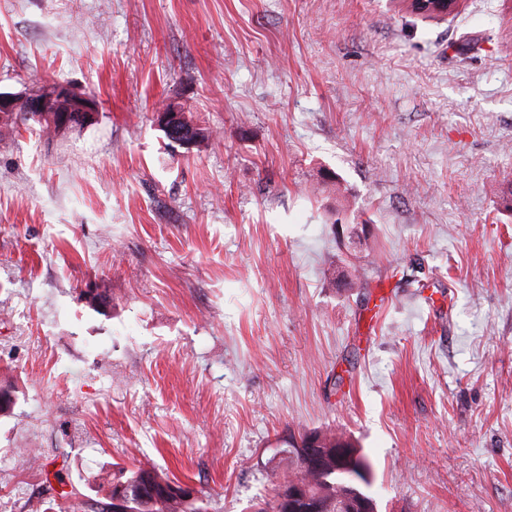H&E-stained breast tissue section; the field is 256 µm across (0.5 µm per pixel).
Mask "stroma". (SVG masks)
Segmentation results:
<instances>
[{
    "instance_id": "35a3bbf8",
    "label": "stroma",
    "mask_w": 512,
    "mask_h": 512,
    "mask_svg": "<svg viewBox=\"0 0 512 512\" xmlns=\"http://www.w3.org/2000/svg\"><path fill=\"white\" fill-rule=\"evenodd\" d=\"M47 82L98 114L0 136V512L116 462L249 512L313 430L379 512H512V0H0ZM412 12L421 15H448L459 6V0H407ZM180 112H183L181 107L176 105L175 103H171L164 110L156 113V120L159 127L165 129L174 137H180L178 140H174L173 143L189 148L190 146L197 145L198 138L194 137L189 140L191 134L186 135L184 138H181L183 134H185V129H178L177 125L179 124ZM178 132V133H177Z\"/></svg>"
}]
</instances>
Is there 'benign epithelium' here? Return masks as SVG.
Masks as SVG:
<instances>
[{
    "label": "benign epithelium",
    "mask_w": 512,
    "mask_h": 512,
    "mask_svg": "<svg viewBox=\"0 0 512 512\" xmlns=\"http://www.w3.org/2000/svg\"><path fill=\"white\" fill-rule=\"evenodd\" d=\"M405 4L412 12L421 15H448L459 6V0H405ZM24 108L27 116L39 119L52 112L58 113V122L64 129L73 124V117L79 116L80 122L87 125L92 123L97 114L95 100L84 93L77 91L68 84H50L40 90L36 87H26L18 92L0 91V116L5 117ZM181 107L169 104L164 110L156 113V120L160 127L177 137L175 144L190 147L197 144L198 138L185 136V130L177 128L180 119ZM298 452L305 454L309 466L323 470L331 458L340 462L341 470L350 474L352 483L347 491L336 499V512H378L376 499L367 493L366 482L372 481V471L357 470L358 451L348 447V441L341 440L334 448L323 447L321 439L314 436L307 438V449L301 440L294 439Z\"/></svg>",
    "instance_id": "benign-epithelium-1"
}]
</instances>
